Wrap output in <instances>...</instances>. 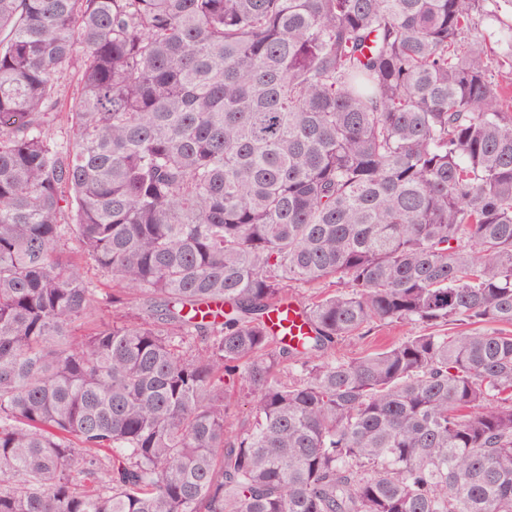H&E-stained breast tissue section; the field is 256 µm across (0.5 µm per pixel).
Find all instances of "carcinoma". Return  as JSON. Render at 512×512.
<instances>
[{"instance_id":"carcinoma-1","label":"carcinoma","mask_w":512,"mask_h":512,"mask_svg":"<svg viewBox=\"0 0 512 512\" xmlns=\"http://www.w3.org/2000/svg\"><path fill=\"white\" fill-rule=\"evenodd\" d=\"M498 33L497 0H0V512H512ZM377 323L462 330L336 356ZM293 306L281 308L273 315V322L281 336H287L288 342L297 343L303 336H307V328L303 325L299 314Z\"/></svg>"}]
</instances>
